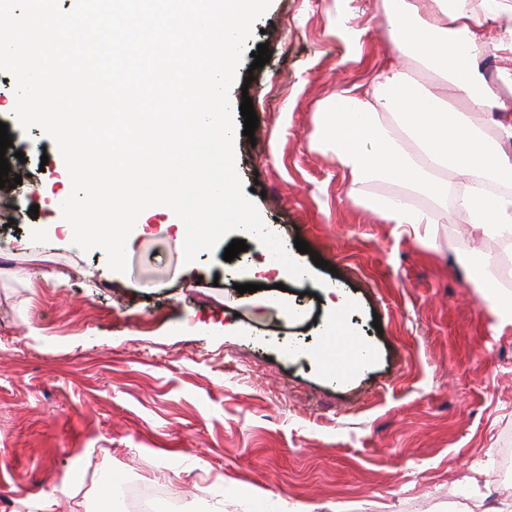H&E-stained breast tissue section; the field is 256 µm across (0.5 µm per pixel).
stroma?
Masks as SVG:
<instances>
[{
	"mask_svg": "<svg viewBox=\"0 0 512 512\" xmlns=\"http://www.w3.org/2000/svg\"><path fill=\"white\" fill-rule=\"evenodd\" d=\"M378 2L272 0L230 91L258 118L237 138L245 188L286 245L310 247L296 259L313 278L282 294L291 319L264 302L261 244L185 263L174 213L150 218L123 273L74 246L59 226L64 160L41 128H19L0 70L22 177L0 189V512H46L64 480L55 512H107L128 483L161 487L157 512L171 500L179 512H485L491 495L512 512V482L494 473L512 449V324L456 263L503 241L471 237L453 206L436 248L396 234L311 146L319 104L397 58ZM340 17L361 51L336 33ZM263 43L271 58L256 69ZM246 283L256 292L238 293ZM329 287L363 350L341 373L322 357Z\"/></svg>",
	"mask_w": 512,
	"mask_h": 512,
	"instance_id": "35a3bbf8",
	"label": "stroma"
}]
</instances>
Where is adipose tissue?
I'll return each instance as SVG.
<instances>
[{
	"mask_svg": "<svg viewBox=\"0 0 512 512\" xmlns=\"http://www.w3.org/2000/svg\"><path fill=\"white\" fill-rule=\"evenodd\" d=\"M384 9L400 54L499 117L479 127L463 108L385 67L321 105L317 146L335 154L357 203L422 245H434L431 229L451 203L477 233L512 236V0H481L476 9L469 0H384ZM489 55L500 62L495 87L481 71ZM447 170L458 175L454 186L441 178ZM388 180L400 184L398 195L375 192Z\"/></svg>",
	"mask_w": 512,
	"mask_h": 512,
	"instance_id": "ef3b65f1",
	"label": "adipose tissue"
}]
</instances>
